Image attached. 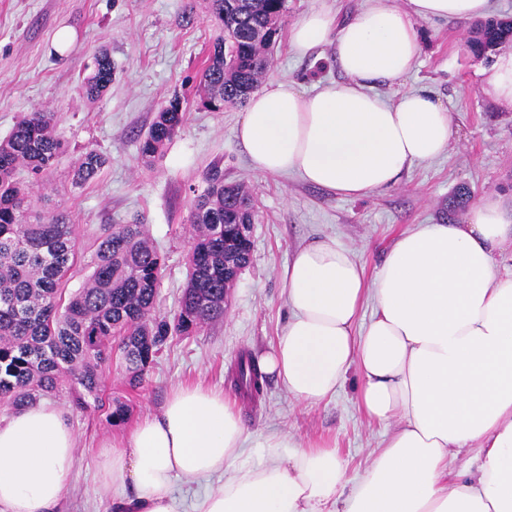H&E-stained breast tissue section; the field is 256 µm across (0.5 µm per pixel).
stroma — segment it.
I'll return each mask as SVG.
<instances>
[{
    "label": "stroma",
    "mask_w": 512,
    "mask_h": 512,
    "mask_svg": "<svg viewBox=\"0 0 512 512\" xmlns=\"http://www.w3.org/2000/svg\"><path fill=\"white\" fill-rule=\"evenodd\" d=\"M210 0H0V140L21 117L39 109L56 113L66 149L48 183L38 189V211L68 213L77 226L80 259L64 288L74 292L91 272L95 239L103 225L139 220L163 257L156 315L173 317L186 285L188 223L194 193L203 176L220 168L228 183L244 184L256 202L251 262L227 297L223 319L184 336H170L130 389L120 359H113L104 395L127 408L124 421L108 411L71 409L66 396L44 399L62 411L76 435L77 463L60 512H104L97 493L95 455L101 444L120 439L135 421L157 413L178 384H201L235 394L231 371L242 352L261 358L288 321L282 270L291 252L323 237L336 238L373 273L396 235L415 224H435L457 188L472 198L512 191V111L483 95L480 70L491 54L467 47L472 25L421 21V57L398 82L374 90L394 99L421 86L448 105L455 135L445 155L414 165L393 187L366 199H350L310 185L295 175L253 170L238 146L239 106L205 109L200 76L218 34ZM364 0H287V16L270 55L267 80L294 82L305 91L343 80L330 45L304 56L291 52V26L306 12L327 9L337 22L349 20ZM70 29L66 54L54 48L56 34ZM108 52L116 75L103 96L83 97L79 87L94 57ZM180 99L185 121L163 152L144 159L141 135L161 107ZM107 163L97 178L78 186L72 170L86 151ZM359 376L350 371L335 395L319 405L297 403L280 381L267 379L258 401L237 398L251 436L242 460L256 464L267 450L264 437L286 431L305 442L336 447L348 475L360 477L383 447L391 426L368 418L359 405Z\"/></svg>",
    "instance_id": "stroma-1"
}]
</instances>
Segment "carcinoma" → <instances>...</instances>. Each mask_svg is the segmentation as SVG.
Instances as JSON below:
<instances>
[{
    "label": "carcinoma",
    "mask_w": 512,
    "mask_h": 512,
    "mask_svg": "<svg viewBox=\"0 0 512 512\" xmlns=\"http://www.w3.org/2000/svg\"><path fill=\"white\" fill-rule=\"evenodd\" d=\"M221 27L201 73L202 105L221 111L246 103L266 75L269 52L286 17V0H211ZM468 41L483 54L512 39V19L476 23ZM115 66L103 53L81 91L99 97L112 83ZM185 120L180 102H169L140 142L145 158L160 154ZM53 112H30L0 141V403L18 411L67 391L74 409H107L122 421L127 409L102 399L112 350L120 352L128 385L143 384L144 371L173 332L192 333L224 318L227 289L252 250L254 206L241 184L224 183L210 169L206 187L193 201V244L188 276L174 318L154 315L163 259L144 224H110L97 237L92 271L68 297L61 286L78 257L76 225L63 212L29 211L34 186L52 172L64 143ZM107 159L85 153L72 179L95 178ZM25 171L28 179L18 178ZM264 378L246 356L237 364V385L263 391Z\"/></svg>",
    "instance_id": "cac0c4a2"
}]
</instances>
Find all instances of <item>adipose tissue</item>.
<instances>
[{
	"label": "adipose tissue",
	"instance_id": "adipose-tissue-1",
	"mask_svg": "<svg viewBox=\"0 0 512 512\" xmlns=\"http://www.w3.org/2000/svg\"><path fill=\"white\" fill-rule=\"evenodd\" d=\"M491 0H366L348 22L329 11L296 21L299 55L330 43L344 80L305 93L272 82L249 98L236 139L261 174L300 176L347 198L393 186L448 150L447 107L426 86L395 99L373 90L416 65L417 23L465 22ZM482 92L512 108V50L498 54ZM512 197L489 194L461 224L402 231L366 276L328 237L284 266L290 317L261 361L299 403L332 397L350 370L368 417L395 429L369 469L348 481L335 447L269 434L264 462L238 459L250 433L237 403L201 385L176 387L161 411L96 455L109 512H178L175 479L207 481L192 512H512ZM374 312L365 327V301ZM477 448L472 471L452 461ZM75 434L62 413L31 406L0 425V512H59L74 476Z\"/></svg>",
	"mask_w": 512,
	"mask_h": 512
}]
</instances>
